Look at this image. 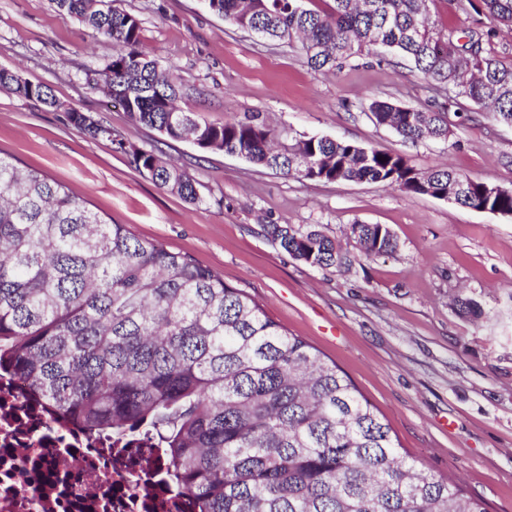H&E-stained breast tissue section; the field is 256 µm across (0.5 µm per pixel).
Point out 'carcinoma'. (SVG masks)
Returning <instances> with one entry per match:
<instances>
[{
    "mask_svg": "<svg viewBox=\"0 0 512 512\" xmlns=\"http://www.w3.org/2000/svg\"><path fill=\"white\" fill-rule=\"evenodd\" d=\"M426 0H332L325 11L294 0H210L233 26L260 27L277 42L300 40L306 64L332 69L355 57L409 60L431 89L450 93L464 121L491 108L512 126V66L485 53L483 35L455 39L432 21ZM112 42L116 53L87 74L120 97L133 122L167 139L236 154L298 179L395 185L437 198L462 186L463 207L512 215V192L445 166L420 171L395 152L325 136L288 139L251 115L207 123L182 112L183 83L140 39L137 16L112 0H53ZM512 24V0H481ZM0 90L53 108L50 89L0 68ZM373 122L405 142L448 138V113L375 100ZM84 135L112 137L102 124ZM133 163L162 190L200 203L187 167L154 151ZM281 249L320 269L355 257L314 227L268 224ZM365 257L397 249L382 224L350 225ZM13 372L60 415L90 433L141 430L155 437L165 474L197 512H486L461 486L400 454L348 376L285 331L242 289L162 244L110 224L42 172L0 155V372Z\"/></svg>",
    "mask_w": 512,
    "mask_h": 512,
    "instance_id": "carcinoma-1",
    "label": "carcinoma"
}]
</instances>
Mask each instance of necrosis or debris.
<instances>
[{"instance_id": "1", "label": "necrosis or debris", "mask_w": 512, "mask_h": 512, "mask_svg": "<svg viewBox=\"0 0 512 512\" xmlns=\"http://www.w3.org/2000/svg\"><path fill=\"white\" fill-rule=\"evenodd\" d=\"M162 459L115 453L111 437L59 423L27 385L0 378V512H192L146 486Z\"/></svg>"}]
</instances>
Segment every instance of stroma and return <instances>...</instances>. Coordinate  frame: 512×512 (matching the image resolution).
Masks as SVG:
<instances>
[{"mask_svg":"<svg viewBox=\"0 0 512 512\" xmlns=\"http://www.w3.org/2000/svg\"><path fill=\"white\" fill-rule=\"evenodd\" d=\"M138 16L143 46L184 81L179 107L224 123L255 114L285 137L328 136L449 165L512 189V127L493 113L453 126L448 140L411 145L368 117L371 101L436 110L443 97L398 57L353 58L311 70L299 45L231 26L204 0H114ZM440 28L487 32V52L512 66V26L455 0H427ZM111 42L52 0H0V67L47 86L54 110L0 91V152L43 171L136 237L188 255L254 296L287 332L336 363L389 424L401 451L460 483L486 512H512V216L410 196L376 183L300 180L135 125L87 83ZM91 114L111 137L91 139L64 107ZM137 150L187 166L200 203L158 188L131 162ZM382 224L394 253L321 270L283 251L269 224L322 229L353 249L350 224ZM471 298L482 314H460Z\"/></svg>","mask_w":512,"mask_h":512,"instance_id":"stroma-1","label":"stroma"}]
</instances>
